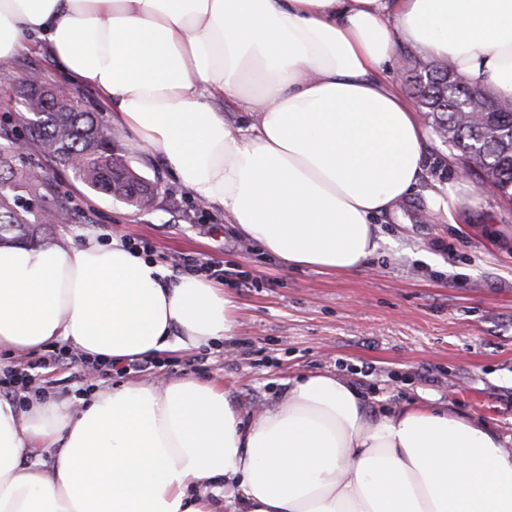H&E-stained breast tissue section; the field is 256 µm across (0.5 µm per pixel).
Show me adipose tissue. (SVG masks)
Here are the masks:
<instances>
[{
    "mask_svg": "<svg viewBox=\"0 0 512 512\" xmlns=\"http://www.w3.org/2000/svg\"><path fill=\"white\" fill-rule=\"evenodd\" d=\"M31 36L287 267L360 269L375 218L418 188L397 45L512 101V0H0V73ZM216 98L253 124L229 126ZM235 309L117 241H0V351L139 359L231 339ZM0 512H512V438L429 402L371 412L331 373L248 421L190 376L0 397Z\"/></svg>",
    "mask_w": 512,
    "mask_h": 512,
    "instance_id": "adipose-tissue-1",
    "label": "adipose tissue"
}]
</instances>
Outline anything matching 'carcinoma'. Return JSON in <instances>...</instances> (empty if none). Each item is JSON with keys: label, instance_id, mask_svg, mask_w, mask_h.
Masks as SVG:
<instances>
[{"label": "carcinoma", "instance_id": "obj_1", "mask_svg": "<svg viewBox=\"0 0 512 512\" xmlns=\"http://www.w3.org/2000/svg\"><path fill=\"white\" fill-rule=\"evenodd\" d=\"M409 83L437 137L465 159L479 182L511 197L512 102L472 89L447 60L413 68ZM18 105V119L37 152L89 190L138 209L144 199L157 200L156 184L127 165L113 166L112 129L85 110L80 98L28 104L22 95ZM480 107L486 113L477 119L472 111ZM21 148L20 139L0 134V239L48 246L56 242L54 228L64 219V209L52 202L54 190L44 168Z\"/></svg>", "mask_w": 512, "mask_h": 512}]
</instances>
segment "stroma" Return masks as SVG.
I'll return each instance as SVG.
<instances>
[{"label":"stroma","instance_id":"stroma-1","mask_svg":"<svg viewBox=\"0 0 512 512\" xmlns=\"http://www.w3.org/2000/svg\"><path fill=\"white\" fill-rule=\"evenodd\" d=\"M13 75L58 85L66 77L40 44L10 62ZM113 143L140 175L159 182L150 210L89 191L54 163L33 155L49 173L54 200L66 210L55 227L58 245L118 235L149 240L156 257L211 261L239 303L231 340L171 350L154 377L214 380L243 413L283 394L301 373L331 372L352 384L373 411L430 396L456 413L512 435V202L480 190L455 151L427 133L424 179L401 214L375 224L379 249L353 273L284 269L257 243L226 224L222 208L199 201L143 151L133 132ZM459 186L463 203L453 223L427 213V190ZM40 387L71 399L89 383L127 382L110 373L88 379L56 365L36 372Z\"/></svg>","mask_w":512,"mask_h":512}]
</instances>
